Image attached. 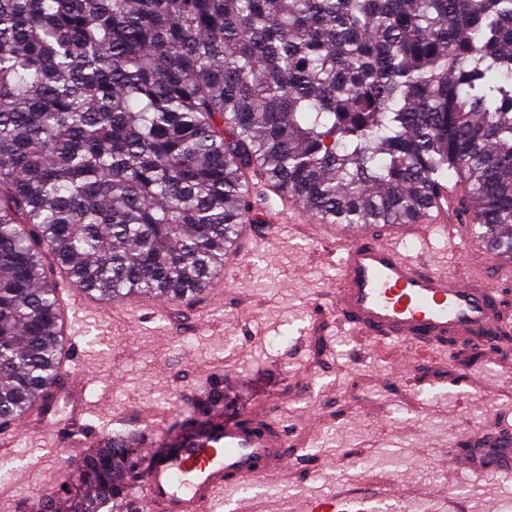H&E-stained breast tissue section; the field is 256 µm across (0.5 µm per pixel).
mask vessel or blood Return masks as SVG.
<instances>
[{"instance_id":"vessel-or-blood-1","label":"vessel or blood","mask_w":512,"mask_h":512,"mask_svg":"<svg viewBox=\"0 0 512 512\" xmlns=\"http://www.w3.org/2000/svg\"><path fill=\"white\" fill-rule=\"evenodd\" d=\"M456 187L413 224H386L379 241L359 236L340 224H321L320 238L333 246L336 284L328 305L341 326L371 340L426 348L472 345L495 348L512 334V306L491 288L487 258L466 272L433 271L425 261L404 256L396 241L447 228L468 240L466 227L453 211ZM66 383L56 393L69 422L68 443L82 445L80 418L85 411L82 383L65 370ZM468 450L452 448L448 464L458 471L512 474V432L491 429L469 435ZM294 444L275 418V405L258 397L248 407L231 403L214 408L193 425L168 421L145 444L144 479L136 487L141 512H206L223 493H239L259 479L282 475ZM380 497L370 492L334 491L310 498L303 512H378Z\"/></svg>"}]
</instances>
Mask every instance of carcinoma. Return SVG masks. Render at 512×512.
Segmentation results:
<instances>
[{"label":"carcinoma","mask_w":512,"mask_h":512,"mask_svg":"<svg viewBox=\"0 0 512 512\" xmlns=\"http://www.w3.org/2000/svg\"><path fill=\"white\" fill-rule=\"evenodd\" d=\"M251 172L340 224L405 222L454 176L512 259V0H0V427L60 379L52 266L114 304L193 296ZM73 475L70 512L128 499L134 434Z\"/></svg>","instance_id":"cac0c4a2"}]
</instances>
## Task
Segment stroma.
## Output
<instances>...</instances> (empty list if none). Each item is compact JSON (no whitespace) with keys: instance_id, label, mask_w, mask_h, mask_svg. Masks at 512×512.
Listing matches in <instances>:
<instances>
[{"instance_id":"35a3bbf8","label":"stroma","mask_w":512,"mask_h":512,"mask_svg":"<svg viewBox=\"0 0 512 512\" xmlns=\"http://www.w3.org/2000/svg\"><path fill=\"white\" fill-rule=\"evenodd\" d=\"M437 271L463 269L465 248L444 231L401 243ZM336 279L331 249L309 225L254 236L242 265L218 278L220 297L165 306L124 302L73 323L70 364L85 381L87 432L156 429L212 380L240 376L265 390L298 440L297 465L272 487L241 494L238 512H303L306 497L342 487L407 486L400 512H512V479L448 468L449 449L481 428L512 431V355L456 361L436 349L399 373L389 345L341 328L324 298ZM466 380H459V370ZM58 433L15 437L0 454L9 497L28 512L43 496L68 502L73 448Z\"/></svg>"}]
</instances>
